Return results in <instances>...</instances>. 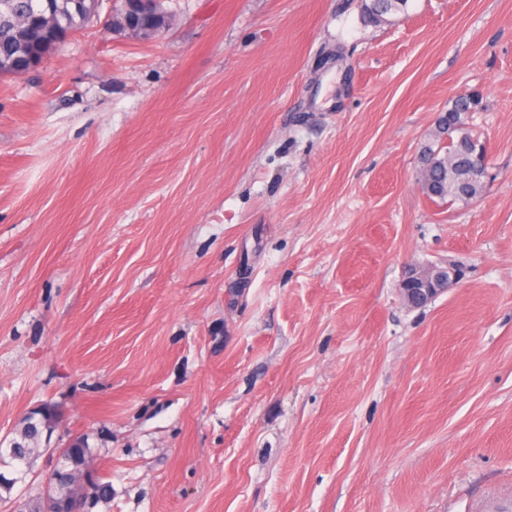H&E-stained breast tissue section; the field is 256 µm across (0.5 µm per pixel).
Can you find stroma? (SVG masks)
<instances>
[{"mask_svg":"<svg viewBox=\"0 0 512 512\" xmlns=\"http://www.w3.org/2000/svg\"><path fill=\"white\" fill-rule=\"evenodd\" d=\"M0 76V440L87 436L89 512H484L512 499V0H164ZM476 91L482 196L419 150ZM462 276L422 308L411 269ZM408 0H362V15L368 23H380L384 16L405 12Z\"/></svg>","mask_w":512,"mask_h":512,"instance_id":"35a3bbf8","label":"stroma"}]
</instances>
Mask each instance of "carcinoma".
<instances>
[{
	"label": "carcinoma",
	"mask_w": 512,
	"mask_h": 512,
	"mask_svg": "<svg viewBox=\"0 0 512 512\" xmlns=\"http://www.w3.org/2000/svg\"><path fill=\"white\" fill-rule=\"evenodd\" d=\"M74 0H0V9L6 8L13 17H32L34 28L21 37L11 25L0 24V61L8 58L16 64L41 61L67 39V35L86 26L84 15L72 9ZM408 0H362V15L369 23H380L390 13L406 10ZM481 106L477 93L456 96L447 111L436 120L420 155L423 192L430 199L444 201H466L477 197L482 187L475 185L466 189L468 169L476 159L478 144L467 126L470 113ZM41 437L40 429L28 426L22 429L19 438L0 448V464L13 466L23 461L32 469L36 449L32 444ZM80 448L64 461L70 471L69 483L58 487L53 480L47 481V490L41 497L28 501L19 512H44L46 504L56 499L64 504V512H86L92 501L106 500L112 495V485L86 472V463L91 449L85 437H79Z\"/></svg>",
	"instance_id": "carcinoma-1"
}]
</instances>
